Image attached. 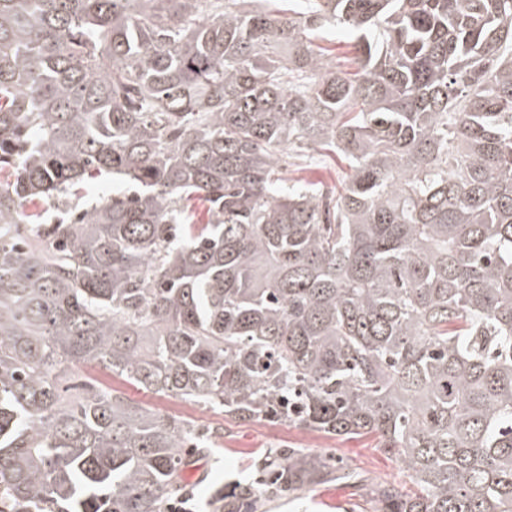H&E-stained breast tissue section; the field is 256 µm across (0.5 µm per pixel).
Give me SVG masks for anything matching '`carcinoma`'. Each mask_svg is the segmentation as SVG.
<instances>
[{
    "label": "carcinoma",
    "instance_id": "carcinoma-1",
    "mask_svg": "<svg viewBox=\"0 0 512 512\" xmlns=\"http://www.w3.org/2000/svg\"><path fill=\"white\" fill-rule=\"evenodd\" d=\"M305 2L0 0V512H161L205 447L81 361L376 436L417 486L376 512H512V0ZM290 145L345 187H282ZM101 175L131 190L43 222ZM333 471L290 449L261 491ZM327 37L330 42L322 45L330 49L332 63L336 67H347L350 64L348 61L357 54L352 36L346 30L331 28Z\"/></svg>",
    "mask_w": 512,
    "mask_h": 512
}]
</instances>
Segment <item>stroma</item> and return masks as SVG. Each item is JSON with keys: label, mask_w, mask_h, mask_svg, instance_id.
<instances>
[{"label": "stroma", "mask_w": 512, "mask_h": 512, "mask_svg": "<svg viewBox=\"0 0 512 512\" xmlns=\"http://www.w3.org/2000/svg\"><path fill=\"white\" fill-rule=\"evenodd\" d=\"M284 167L288 179L320 180L336 186L343 184L347 172L335 155L313 151H287ZM69 375L112 388L128 401L211 430L209 447L190 454L180 473L181 488L193 493L198 512H224L225 491L238 483L256 484L259 462L280 448L340 459L356 478L347 483L328 479L298 495L259 499L257 512H375L366 493L368 484L388 482L406 492L414 488L403 464L382 454L371 436L339 439L285 423L242 422L220 407H205L133 386L95 364L74 365Z\"/></svg>", "instance_id": "1"}]
</instances>
